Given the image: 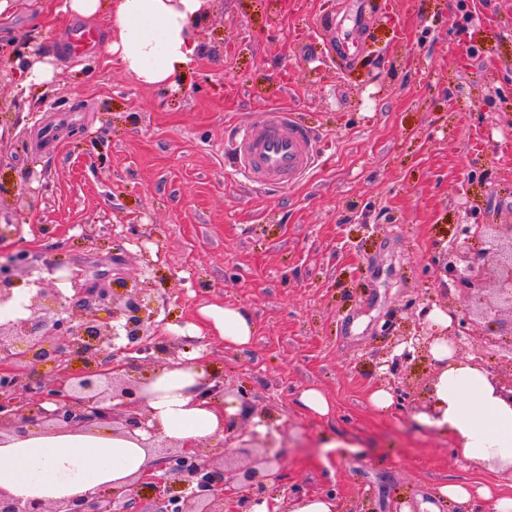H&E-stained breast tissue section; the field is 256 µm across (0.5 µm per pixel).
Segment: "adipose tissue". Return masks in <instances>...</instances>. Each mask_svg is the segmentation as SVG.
I'll use <instances>...</instances> for the list:
<instances>
[{
	"label": "adipose tissue",
	"mask_w": 512,
	"mask_h": 512,
	"mask_svg": "<svg viewBox=\"0 0 512 512\" xmlns=\"http://www.w3.org/2000/svg\"><path fill=\"white\" fill-rule=\"evenodd\" d=\"M201 0H60L59 12L95 23L105 21L117 40L104 50L116 56L139 82L178 88L179 74L203 54L189 36L202 20ZM203 329L226 347L248 346L256 325L236 305L208 304L198 310ZM442 368L433 383L439 412L434 423L455 443L456 455L474 468L512 462V404L501 398L486 372L455 357L447 343L431 348ZM203 372L193 361L157 370L147 387L146 409L162 438L183 448H197L220 438L225 415L236 406L221 407L201 398ZM136 438L108 431L45 434L14 438L0 445V490L21 499L60 502L98 488H121L149 473L157 458Z\"/></svg>",
	"instance_id": "adipose-tissue-1"
}]
</instances>
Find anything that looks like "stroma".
Returning <instances> with one entry per match:
<instances>
[{"label":"stroma","instance_id":"obj_1","mask_svg":"<svg viewBox=\"0 0 512 512\" xmlns=\"http://www.w3.org/2000/svg\"><path fill=\"white\" fill-rule=\"evenodd\" d=\"M14 0L0 17V254L117 269L153 302L151 331L178 356L206 352V376L246 391L229 435L264 427L281 459L267 499L335 496L341 512H456V482L512 492V469L477 471L434 411L439 367L391 364L394 336L428 306L495 333L458 338L491 382L512 381V321L481 241L482 293L445 289L464 225L512 224V0H207L191 37L205 53L179 91L140 84L101 48L69 49L74 17ZM357 40L355 57L320 49ZM51 78L24 85V70ZM236 88L229 99L228 88ZM285 105L326 141L307 177L252 192L224 163L226 130ZM206 303L238 304L258 328L229 349L180 330ZM323 391L325 417L298 396ZM376 388L407 397L387 413Z\"/></svg>","mask_w":512,"mask_h":512}]
</instances>
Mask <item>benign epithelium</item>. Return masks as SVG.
<instances>
[{
  "mask_svg": "<svg viewBox=\"0 0 512 512\" xmlns=\"http://www.w3.org/2000/svg\"><path fill=\"white\" fill-rule=\"evenodd\" d=\"M466 237L490 238L497 247L499 263L495 292L512 311V224H472L462 229ZM28 257L13 253L0 260V308L15 297L14 289L29 288L26 310L29 315L0 321V443L14 436L24 437L32 430L46 433L75 432L95 425L112 427V433L132 436L140 429L151 434L147 447L160 449L167 476L153 479L162 489L159 501L162 512H224V467L226 455L237 452L225 449L215 457L203 448L194 452L170 440H157L158 428L148 426L150 416L142 412L148 381L119 384L116 368H129L124 354L130 351L148 354L175 352L151 343L153 323L151 305L133 291L124 305L113 306L112 273L89 275L84 268L72 269L65 277L73 295L64 296L56 288L44 287L42 279L22 284L16 271ZM448 284L464 287L473 293L483 290V278L474 273L468 252L456 249L444 266ZM108 313L102 318L99 312ZM430 308L424 307L415 318L414 331L396 336L394 346L403 347L397 362L412 356L411 350L429 352L436 336H426L420 320ZM125 331L128 344L119 346V330ZM79 361L83 369L72 364ZM39 366L51 367L50 378L32 376ZM204 398L232 396L242 408L248 407L246 392L229 394L221 381L203 382ZM279 455L254 452L242 474V494L237 512H253L265 499L267 482L278 478ZM139 477L127 485L123 494L99 490L72 500L47 503L40 499L22 500L0 490V512H111L112 504L131 500Z\"/></svg>",
  "mask_w": 512,
  "mask_h": 512,
  "instance_id": "1",
  "label": "benign epithelium"
}]
</instances>
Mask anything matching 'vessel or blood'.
<instances>
[{"instance_id":"obj_1","label":"vessel or blood","mask_w":512,"mask_h":512,"mask_svg":"<svg viewBox=\"0 0 512 512\" xmlns=\"http://www.w3.org/2000/svg\"><path fill=\"white\" fill-rule=\"evenodd\" d=\"M319 145L292 112L271 107L261 121L240 126L231 148L232 169L259 189L288 186L316 165Z\"/></svg>"}]
</instances>
